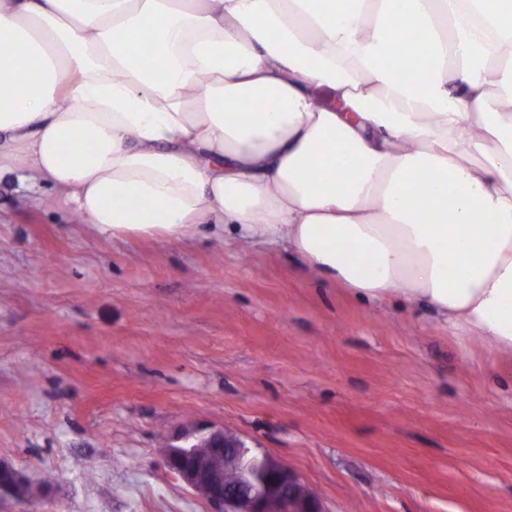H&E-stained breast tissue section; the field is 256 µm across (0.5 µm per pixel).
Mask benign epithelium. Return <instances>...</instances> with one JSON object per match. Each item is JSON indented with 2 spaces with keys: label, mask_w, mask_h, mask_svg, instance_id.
Instances as JSON below:
<instances>
[{
  "label": "benign epithelium",
  "mask_w": 512,
  "mask_h": 512,
  "mask_svg": "<svg viewBox=\"0 0 512 512\" xmlns=\"http://www.w3.org/2000/svg\"><path fill=\"white\" fill-rule=\"evenodd\" d=\"M162 463L200 494L212 512H326L294 472L267 454L253 453L222 429H202L168 446ZM34 496L26 476L0 462V500L25 504Z\"/></svg>",
  "instance_id": "obj_1"
}]
</instances>
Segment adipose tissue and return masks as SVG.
<instances>
[{
	"mask_svg": "<svg viewBox=\"0 0 512 512\" xmlns=\"http://www.w3.org/2000/svg\"><path fill=\"white\" fill-rule=\"evenodd\" d=\"M13 173L113 238L285 242L512 355V0H0Z\"/></svg>",
	"mask_w": 512,
	"mask_h": 512,
	"instance_id": "obj_1",
	"label": "adipose tissue"
}]
</instances>
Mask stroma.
Listing matches in <instances>:
<instances>
[{"mask_svg": "<svg viewBox=\"0 0 512 512\" xmlns=\"http://www.w3.org/2000/svg\"><path fill=\"white\" fill-rule=\"evenodd\" d=\"M221 428L327 512H512V356L281 242L113 239L0 179V461L33 512H210L159 464Z\"/></svg>", "mask_w": 512, "mask_h": 512, "instance_id": "stroma-1", "label": "stroma"}]
</instances>
